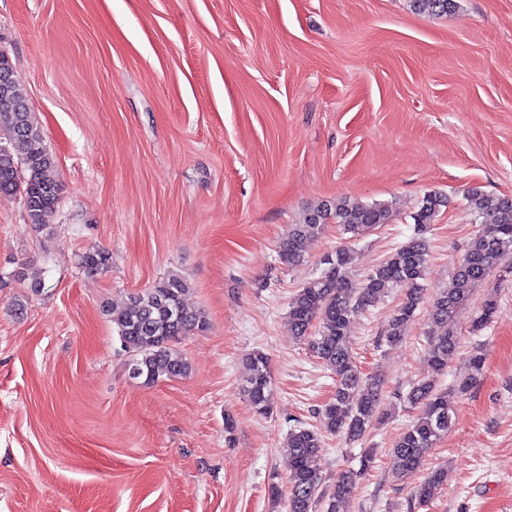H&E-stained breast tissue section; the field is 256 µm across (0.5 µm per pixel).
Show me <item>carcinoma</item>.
I'll list each match as a JSON object with an SVG mask.
<instances>
[{
  "instance_id": "1",
  "label": "carcinoma",
  "mask_w": 512,
  "mask_h": 512,
  "mask_svg": "<svg viewBox=\"0 0 512 512\" xmlns=\"http://www.w3.org/2000/svg\"><path fill=\"white\" fill-rule=\"evenodd\" d=\"M414 10L446 16L456 8V0H412ZM24 96L16 92V101ZM16 101H0V195L19 197L28 223L41 228L56 213L60 194L57 160L48 149L42 128L31 111H16ZM21 145L22 154L15 153ZM465 208L480 228L469 249L455 269L448 287L439 291L428 309V361L433 373L448 369V356L460 343L455 319L480 283L499 268L504 256L512 252V196L487 193L477 187L464 197ZM447 200L436 192L424 194L413 215L415 232L363 277L352 275L354 250L342 246L321 260V274L304 284L294 294L288 321L295 338L304 342L311 353L331 371L334 386L329 402L320 414V427L296 426L290 430L288 447L287 493L271 486V497L278 501L286 495L285 512H341L354 483L372 464L371 451H364L359 469H345L332 484H325L321 459L323 435H342L350 442L365 440L376 424L387 415L382 382L357 366L351 352L349 334L354 315L368 309L394 290L402 298L380 331L388 346L401 342L407 323L424 303L428 248L425 234L436 221L440 207ZM393 220L391 209L381 203L366 204L341 198L323 203L307 213L300 224H293L280 243V259L294 264L304 259L308 243L321 236L328 224L340 226L354 237H362ZM81 267L92 274H105L110 255L105 250L80 256ZM190 290L188 280L171 273L152 287L131 296L120 307L106 310L128 350V369L139 372L146 385L185 377L190 363L174 349L180 338L208 329L207 315L185 303ZM495 306L486 302L472 319V330L487 327ZM249 374L243 392L255 415L272 414L273 395L269 361L256 350L246 357ZM483 367L481 355L469 358V372L455 383L441 389L433 377L413 383L406 395L407 404L417 415L399 435L392 456L396 473L406 474L420 468L438 441L448 433L455 399L465 395L476 383ZM444 470L431 471L413 491L412 498L424 505L432 501L443 485Z\"/></svg>"
}]
</instances>
